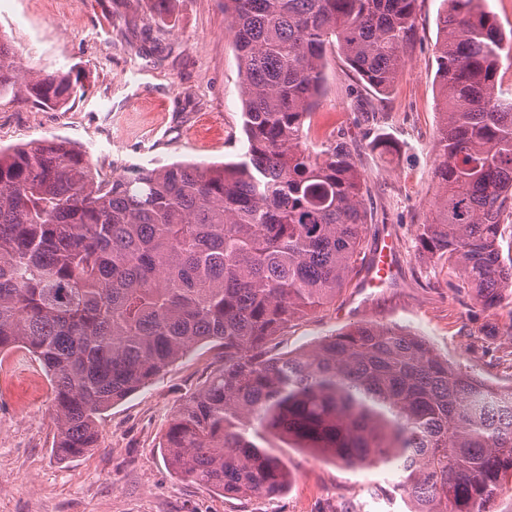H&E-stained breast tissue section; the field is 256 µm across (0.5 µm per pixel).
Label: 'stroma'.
Here are the masks:
<instances>
[{
	"mask_svg": "<svg viewBox=\"0 0 512 512\" xmlns=\"http://www.w3.org/2000/svg\"><path fill=\"white\" fill-rule=\"evenodd\" d=\"M0 34L25 68L80 77L83 97L65 112L0 98V147L65 140L96 176L132 166L231 159L242 148L240 69L224 0H170L157 17L148 0H8ZM442 0H417L408 62L381 96L329 51L309 123L335 126L367 184L372 215L366 254L393 241L392 274L367 287L354 275L334 303L276 336L272 354L309 348L361 323L398 326L490 382L512 383V302L484 308L446 266L421 253L416 233L433 210L436 78ZM111 112H103L102 100ZM395 145L379 154L376 137ZM221 365L195 347L148 386L105 411L97 446L58 458L49 377L22 352L0 353V512H409L389 466L349 468L302 448L277 456L294 476L274 498L227 497L173 472L159 443L185 400Z\"/></svg>",
	"mask_w": 512,
	"mask_h": 512,
	"instance_id": "stroma-1",
	"label": "stroma"
}]
</instances>
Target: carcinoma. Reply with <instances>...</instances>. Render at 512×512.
Here are the masks:
<instances>
[{
	"label": "carcinoma",
	"mask_w": 512,
	"mask_h": 512,
	"mask_svg": "<svg viewBox=\"0 0 512 512\" xmlns=\"http://www.w3.org/2000/svg\"><path fill=\"white\" fill-rule=\"evenodd\" d=\"M417 0H224L242 82L241 153L99 179L66 141L0 150V352L50 377L55 454L96 447L102 411L198 343L224 365L172 418V469L226 496H279L272 439L348 467L393 465L410 512H493L512 482V385L489 383L396 326L356 325L280 356L268 344L336 298L369 215L342 138L305 143L336 48L376 92L406 64ZM438 26L437 201L423 253L492 309L512 295V93L483 0ZM80 77L25 69L0 34V96L67 110Z\"/></svg>",
	"instance_id": "carcinoma-1"
}]
</instances>
